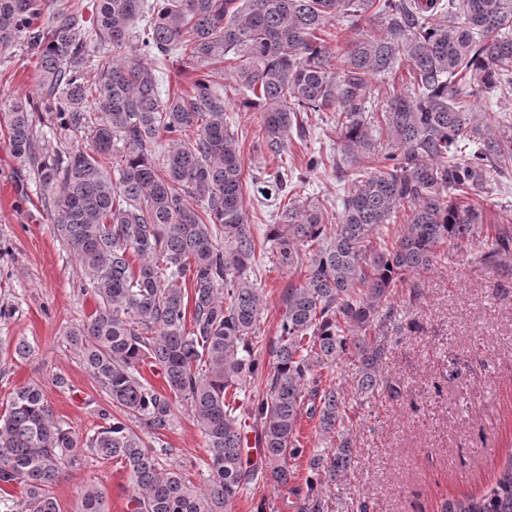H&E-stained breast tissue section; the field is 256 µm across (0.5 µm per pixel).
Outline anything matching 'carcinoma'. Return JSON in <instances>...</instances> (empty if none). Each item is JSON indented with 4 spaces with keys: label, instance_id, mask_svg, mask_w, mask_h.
<instances>
[{
    "label": "carcinoma",
    "instance_id": "obj_1",
    "mask_svg": "<svg viewBox=\"0 0 512 512\" xmlns=\"http://www.w3.org/2000/svg\"><path fill=\"white\" fill-rule=\"evenodd\" d=\"M371 14L385 19L381 32L327 50L330 20ZM17 44L39 60V100L16 99L0 123L95 300L65 337L109 404L81 436L55 416L42 382L20 387L0 416V512H14L16 490L23 512H59L53 486L87 453L128 472L133 512H235L250 485H288V459L307 453L297 512H324L323 489L353 463V416L340 391L319 386L322 370L352 358L359 394L389 387L386 337L367 331L386 327L396 282L431 267L444 245L512 251V228L481 227L474 204L512 171V117L495 131L471 100L512 94V0H98L90 19L83 0H0V49ZM170 61L234 74L280 159L266 177L282 203L266 251L304 274L284 288L270 365L224 89L200 79L162 93L157 64ZM403 61L413 88L383 115L394 151L380 157L362 113L372 80ZM323 112L337 115L340 153H312L306 170L354 166L334 224L322 202L290 194L284 158L291 133L305 138L309 115ZM39 125L55 141L42 154ZM258 378L265 390L236 402ZM178 399L210 454L201 486L159 461ZM304 408L318 417L310 451ZM251 423L254 461L242 452ZM75 512H110L106 492L87 484ZM441 512H512V455L487 492L447 499Z\"/></svg>",
    "mask_w": 512,
    "mask_h": 512
}]
</instances>
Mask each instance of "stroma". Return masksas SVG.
<instances>
[{"label": "stroma", "instance_id": "1", "mask_svg": "<svg viewBox=\"0 0 512 512\" xmlns=\"http://www.w3.org/2000/svg\"><path fill=\"white\" fill-rule=\"evenodd\" d=\"M208 78L224 87L230 120L243 142L247 221L263 236L279 214L262 201V179L276 163L264 146L261 113L244 106L230 74L218 69ZM39 82L36 57L16 46L0 51V113L16 98H37ZM409 88L404 66L372 82L363 118L378 127L379 152L388 151L389 140L378 122L391 98ZM479 209L484 223L512 222V176L493 182ZM257 256L259 334L267 349L279 334L282 289L302 275L273 262L265 250ZM391 301L383 367L400 394L383 390L362 401L350 376L336 381L326 374L321 380L337 384L358 416L354 463L326 489L325 512H437L444 499L486 490L497 466L512 454V253L490 259L480 249L444 255L398 281ZM0 304L12 310L0 319V403L23 384L40 380L63 423L81 434L96 428L97 410L107 398L64 338L95 302L83 290L77 260L53 232L32 173L14 158L1 130ZM21 337L34 347L25 359L13 354ZM58 375L64 387L53 384ZM165 440L172 453L163 464L184 465L202 483L209 453L185 403H176ZM288 469L287 486L249 487L236 512H296L306 492L307 462L289 460ZM90 482L105 490L111 512H129L127 473L90 455L54 486L60 512H74Z\"/></svg>", "mask_w": 512, "mask_h": 512}]
</instances>
